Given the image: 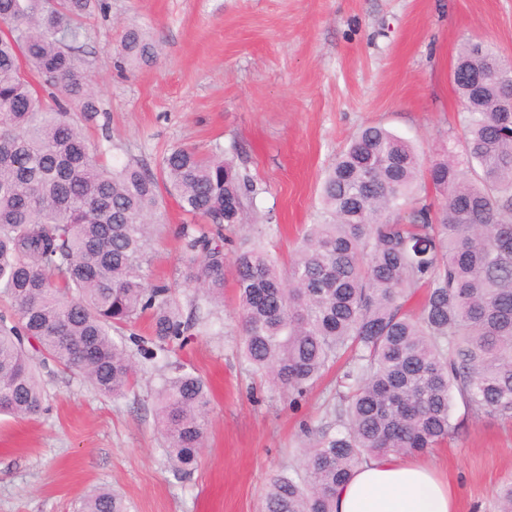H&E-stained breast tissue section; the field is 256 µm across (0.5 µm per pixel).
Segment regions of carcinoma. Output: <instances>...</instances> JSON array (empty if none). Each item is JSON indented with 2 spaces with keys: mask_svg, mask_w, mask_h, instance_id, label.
<instances>
[{
  "mask_svg": "<svg viewBox=\"0 0 512 512\" xmlns=\"http://www.w3.org/2000/svg\"><path fill=\"white\" fill-rule=\"evenodd\" d=\"M107 11V0H0V296L17 317L0 326L1 414L43 408L30 340L42 360L116 397L136 373L127 342L153 360L188 341L199 319L183 316L171 285L145 269L164 195L191 218L180 231L185 282L213 301L224 290V230L258 218L256 188L221 152L175 148L157 173L101 164L69 117L73 106L88 121L103 112L71 50L84 21ZM155 54L139 30L124 32L121 60ZM502 77L512 68L494 51L462 44L452 81L463 162L427 163L382 127L354 134L288 273L255 238H240L233 265L249 364L301 397L346 359L340 429L318 430L304 474L272 479L264 512H335L337 489L362 463L423 454L454 434L455 396L474 415L512 420V112L501 111ZM425 167L444 197L437 209L411 196ZM146 314L149 339L134 331ZM157 404L169 467L186 477L204 441L207 383L179 372ZM81 512L127 506L104 488Z\"/></svg>",
  "mask_w": 512,
  "mask_h": 512,
  "instance_id": "cac0c4a2",
  "label": "carcinoma"
}]
</instances>
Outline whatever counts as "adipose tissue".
<instances>
[{
	"label": "adipose tissue",
	"mask_w": 512,
	"mask_h": 512,
	"mask_svg": "<svg viewBox=\"0 0 512 512\" xmlns=\"http://www.w3.org/2000/svg\"><path fill=\"white\" fill-rule=\"evenodd\" d=\"M336 512H457L448 475L390 456L360 465L336 494Z\"/></svg>",
	"instance_id": "adipose-tissue-1"
}]
</instances>
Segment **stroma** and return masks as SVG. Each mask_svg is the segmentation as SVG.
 Here are the masks:
<instances>
[{
    "instance_id": "stroma-1",
    "label": "stroma",
    "mask_w": 512,
    "mask_h": 512,
    "mask_svg": "<svg viewBox=\"0 0 512 512\" xmlns=\"http://www.w3.org/2000/svg\"><path fill=\"white\" fill-rule=\"evenodd\" d=\"M75 54L107 111L110 140L84 124L107 161L157 168L170 149H220L252 177L261 241L288 269L305 225L321 209L326 170L360 128L380 125L428 160L462 155L463 114L451 74L464 39L512 64V0H108ZM156 41L150 64L118 70L124 28ZM166 226L150 276L171 283L184 313L211 321L170 355L210 388L205 440L194 472L167 464L156 394L163 370L140 361L120 397L95 392L54 362L38 369L37 415H0V512H77L99 487L129 512H259L271 478L300 467L315 428L334 423L336 373L300 399L241 355L233 274L223 302L199 301L184 282V215L165 203ZM457 433L422 459L452 476L458 512H498L512 484V422L452 408Z\"/></svg>"
}]
</instances>
